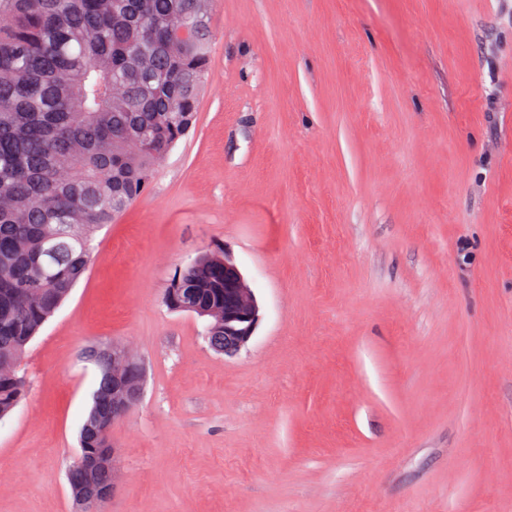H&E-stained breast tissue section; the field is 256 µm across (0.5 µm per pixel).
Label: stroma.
<instances>
[{"mask_svg": "<svg viewBox=\"0 0 512 512\" xmlns=\"http://www.w3.org/2000/svg\"><path fill=\"white\" fill-rule=\"evenodd\" d=\"M195 127L100 229L0 420V512L66 473L119 343L106 512H512V0H214ZM226 248L235 356L163 295Z\"/></svg>", "mask_w": 512, "mask_h": 512, "instance_id": "35a3bbf8", "label": "stroma"}]
</instances>
